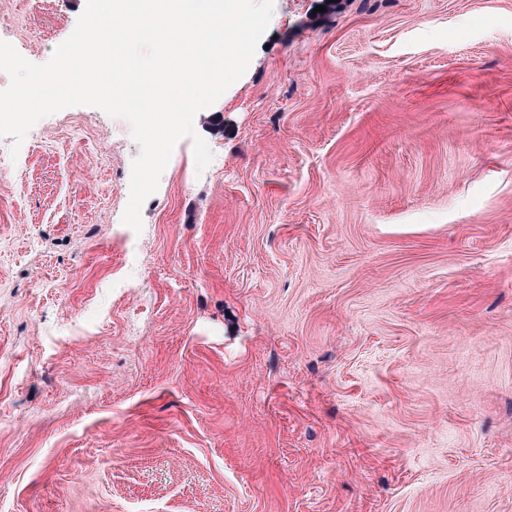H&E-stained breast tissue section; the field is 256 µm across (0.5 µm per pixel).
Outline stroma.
Here are the masks:
<instances>
[{"label": "stroma", "mask_w": 512, "mask_h": 512, "mask_svg": "<svg viewBox=\"0 0 512 512\" xmlns=\"http://www.w3.org/2000/svg\"><path fill=\"white\" fill-rule=\"evenodd\" d=\"M260 42L141 232L125 120L0 160V512H512V0H274Z\"/></svg>", "instance_id": "35a3bbf8"}]
</instances>
